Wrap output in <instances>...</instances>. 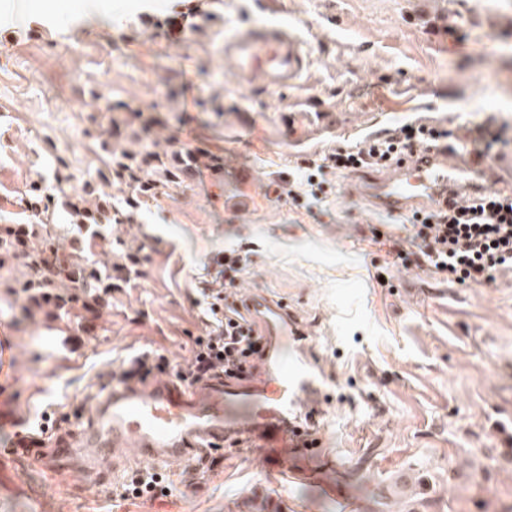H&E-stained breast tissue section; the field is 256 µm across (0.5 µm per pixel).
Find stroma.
<instances>
[{
  "label": "stroma",
  "instance_id": "1",
  "mask_svg": "<svg viewBox=\"0 0 512 512\" xmlns=\"http://www.w3.org/2000/svg\"><path fill=\"white\" fill-rule=\"evenodd\" d=\"M111 12V28L25 13L0 0V225L27 224L22 188L43 180L54 202L49 230L79 264L125 265L135 284L103 294L94 311L32 309L16 284L26 267L0 268V334L10 372L0 377V512H336L323 485L363 501L365 512H512V269L468 286L419 267L391 265L370 227L391 224L353 193L356 173L328 171L313 208L286 195L289 178L337 147L407 121L447 128L495 119L496 155L512 157V0H203L209 21L168 38L186 0H72ZM290 28L307 67L291 86L240 84L224 42L259 24ZM309 114L284 129L277 112ZM136 154H219L141 197L129 224L86 237L64 206L104 153L94 136ZM246 253L241 290L286 300L296 318L289 358L321 371L325 451L293 460L303 477L276 483L255 450L225 451L187 481L170 468L171 495L128 501L76 474L9 457L14 437L44 416L86 424L92 395L122 362L153 349L187 357L203 327L197 288L213 258ZM439 290L428 300L427 289ZM66 332L63 345L50 326Z\"/></svg>",
  "mask_w": 512,
  "mask_h": 512
}]
</instances>
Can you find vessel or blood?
I'll use <instances>...</instances> for the list:
<instances>
[{
    "label": "vessel or blood",
    "instance_id": "vessel-or-blood-1",
    "mask_svg": "<svg viewBox=\"0 0 512 512\" xmlns=\"http://www.w3.org/2000/svg\"><path fill=\"white\" fill-rule=\"evenodd\" d=\"M224 54L246 85L260 79L284 88L304 67L297 40L279 27L241 31L225 45ZM503 165L497 156L479 160L441 147L421 148L384 174L360 181V196L390 215L432 210L460 192L484 193L487 174ZM248 310L268 338V350L256 360L249 379L193 386L171 377L113 383L96 401L90 423L69 439L53 441L55 454L77 462L87 479L102 486L120 478L123 456L133 455L158 470L189 462L198 450L252 443L272 419L289 423L291 447L320 451L323 437L310 425L321 403L320 374L282 351L283 338L294 325L291 310L286 302L258 294L249 297Z\"/></svg>",
    "mask_w": 512,
    "mask_h": 512
}]
</instances>
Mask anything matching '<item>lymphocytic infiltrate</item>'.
Wrapping results in <instances>:
<instances>
[{"label": "lymphocytic infiltrate", "instance_id": "f902f5d3", "mask_svg": "<svg viewBox=\"0 0 512 512\" xmlns=\"http://www.w3.org/2000/svg\"><path fill=\"white\" fill-rule=\"evenodd\" d=\"M503 135V128L494 127L489 121L461 133L436 125L403 123L369 140L365 146L337 148L326 164L317 165L315 173L307 174L297 187L289 189L288 195L308 207L320 200L324 188L315 175L325 169L349 173L382 167L429 145L454 148L466 143L477 154L484 155L502 143ZM407 222L411 226L410 239L418 252L412 255L400 244H393L394 265L407 266L413 258L418 267L443 279L475 285L489 284L500 269L512 267V195L462 194L446 208L414 213ZM247 263V256L235 249L225 250L216 258V276L224 285L219 289H200L206 327L201 335L192 337L188 357L174 364L162 353L144 350L122 366L119 379L170 375L189 385L220 377L247 379L254 360L267 350L265 336L252 328L246 313L228 295L229 289L237 287ZM173 491L174 485L168 478L147 468L138 470L115 488L116 495L123 499L154 498Z\"/></svg>", "mask_w": 512, "mask_h": 512}]
</instances>
